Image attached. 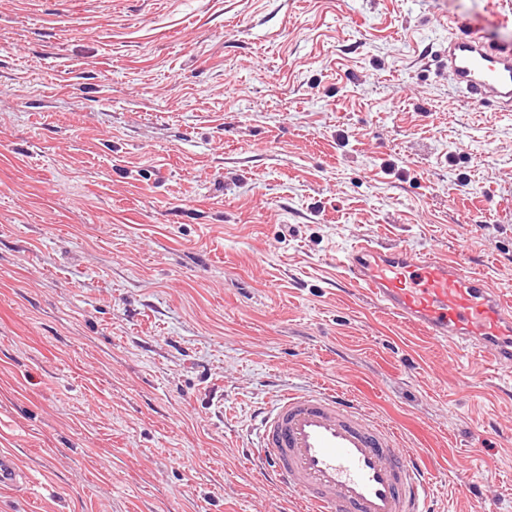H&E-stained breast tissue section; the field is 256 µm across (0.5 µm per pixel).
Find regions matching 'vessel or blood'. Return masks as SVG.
<instances>
[{
    "instance_id": "vessel-or-blood-1",
    "label": "vessel or blood",
    "mask_w": 512,
    "mask_h": 512,
    "mask_svg": "<svg viewBox=\"0 0 512 512\" xmlns=\"http://www.w3.org/2000/svg\"><path fill=\"white\" fill-rule=\"evenodd\" d=\"M448 68L473 105L512 112V49L448 35ZM349 279L424 338L489 355L512 370V300L463 257L362 242L341 260ZM255 453L310 512H429L433 471L399 430L335 388L279 394L260 414Z\"/></svg>"
}]
</instances>
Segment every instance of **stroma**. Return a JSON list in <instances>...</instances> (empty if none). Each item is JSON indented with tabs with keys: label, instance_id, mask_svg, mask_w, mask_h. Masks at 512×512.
Instances as JSON below:
<instances>
[{
	"label": "stroma",
	"instance_id": "1",
	"mask_svg": "<svg viewBox=\"0 0 512 512\" xmlns=\"http://www.w3.org/2000/svg\"><path fill=\"white\" fill-rule=\"evenodd\" d=\"M450 21L512 45V0H0V512H307L249 450L313 386L425 450L432 512H512V375L339 264L512 297V112L459 96Z\"/></svg>",
	"mask_w": 512,
	"mask_h": 512
}]
</instances>
